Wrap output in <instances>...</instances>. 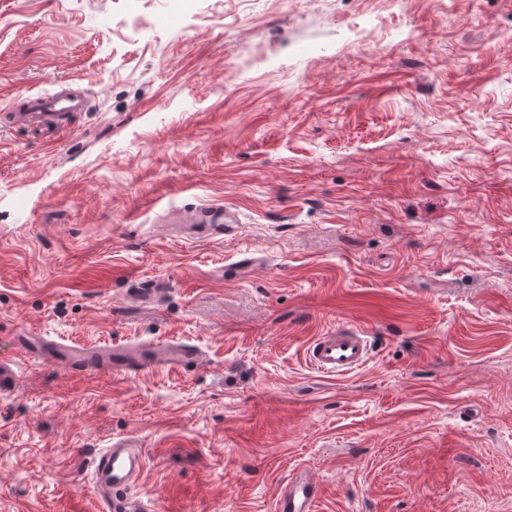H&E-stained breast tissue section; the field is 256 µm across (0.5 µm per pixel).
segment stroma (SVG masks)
Returning a JSON list of instances; mask_svg holds the SVG:
<instances>
[{
	"label": "stroma",
	"instance_id": "35a3bbf8",
	"mask_svg": "<svg viewBox=\"0 0 512 512\" xmlns=\"http://www.w3.org/2000/svg\"><path fill=\"white\" fill-rule=\"evenodd\" d=\"M62 83L55 141L0 126V512H98L119 439L154 512H273L298 469L314 512H512V0H0V106ZM202 202L238 223L164 218ZM339 322L374 353L324 377ZM369 333L351 324L336 325L314 336L305 348V360L316 372L343 377L362 369L371 358ZM45 353H52L54 358L71 371L81 373H128L157 366L179 371L199 361L198 349L186 343H144L134 347L112 348L48 345L44 349Z\"/></svg>",
	"mask_w": 512,
	"mask_h": 512
}]
</instances>
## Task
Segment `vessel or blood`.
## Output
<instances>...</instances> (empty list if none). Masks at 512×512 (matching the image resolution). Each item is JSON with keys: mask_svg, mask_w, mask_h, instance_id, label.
<instances>
[{"mask_svg": "<svg viewBox=\"0 0 512 512\" xmlns=\"http://www.w3.org/2000/svg\"><path fill=\"white\" fill-rule=\"evenodd\" d=\"M88 101L59 91L27 95L20 104L9 106L0 115L13 125L55 136L65 115L84 112ZM193 224H232L236 218L223 206L200 204L189 216ZM373 347L368 332L351 324H340L313 337L305 348V360L316 372L343 377L362 369ZM53 357L67 368L81 373L137 372L164 366L181 370L199 361L198 349L186 343H144L134 347H68L52 345ZM94 493L102 512H145L136 494L146 468V455L129 442L104 448L93 460ZM317 486L307 474L288 481L276 497L275 512H312Z\"/></svg>", "mask_w": 512, "mask_h": 512, "instance_id": "vessel-or-blood-1", "label": "vessel or blood"}]
</instances>
